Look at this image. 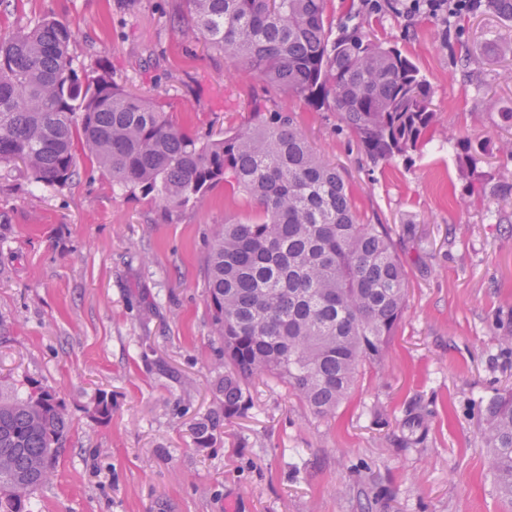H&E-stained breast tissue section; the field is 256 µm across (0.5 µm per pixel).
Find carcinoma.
Wrapping results in <instances>:
<instances>
[{
    "label": "carcinoma",
    "instance_id": "1",
    "mask_svg": "<svg viewBox=\"0 0 512 512\" xmlns=\"http://www.w3.org/2000/svg\"><path fill=\"white\" fill-rule=\"evenodd\" d=\"M182 34L268 86L341 115L365 154L389 161L420 149L436 122L419 68L358 25L332 35L324 0H184ZM74 34L51 15L0 38V165L63 189L80 159L112 185L181 209L227 184L253 200L246 223L215 233L205 284L212 332L224 342V417L195 428L206 447L221 419L245 413L247 384L273 376L314 413L348 398L380 362L406 308V272L384 224H363L336 166L289 112H258L219 138L180 129L162 106L128 92L105 61L74 66ZM460 175L481 182L483 143L457 140ZM66 407L40 386L0 394V512H23L49 483L68 434ZM483 439L501 497L512 504V392L486 409Z\"/></svg>",
    "mask_w": 512,
    "mask_h": 512
}]
</instances>
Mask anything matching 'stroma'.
I'll return each instance as SVG.
<instances>
[{"mask_svg": "<svg viewBox=\"0 0 512 512\" xmlns=\"http://www.w3.org/2000/svg\"><path fill=\"white\" fill-rule=\"evenodd\" d=\"M405 0H325L420 68L437 114L421 152L372 163L337 112L316 110L183 37L184 0H15L0 32L51 14L74 33L76 67L107 59L127 90L202 138L292 113L335 164L361 223L384 224L407 272L405 312L380 363L334 414L277 380L200 448L220 412L224 345L211 332L205 256L214 232L255 213L215 189L168 211L88 161L66 188L0 167V388L56 392L72 420L29 512H512L486 468L481 424L512 389V24L476 9L407 17ZM486 143L485 193L463 198L453 138ZM112 416L91 409L100 397Z\"/></svg>", "mask_w": 512, "mask_h": 512, "instance_id": "obj_1", "label": "stroma"}]
</instances>
